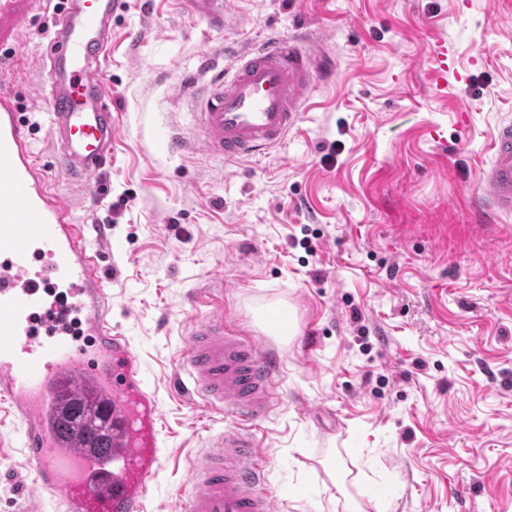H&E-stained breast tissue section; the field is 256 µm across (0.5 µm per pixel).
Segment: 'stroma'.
Here are the masks:
<instances>
[{
    "label": "stroma",
    "mask_w": 512,
    "mask_h": 512,
    "mask_svg": "<svg viewBox=\"0 0 512 512\" xmlns=\"http://www.w3.org/2000/svg\"><path fill=\"white\" fill-rule=\"evenodd\" d=\"M216 28L174 0H123L103 75L112 161L76 196L56 163L38 61L53 22L35 0L0 13V89L29 119L33 152L78 224H104L114 331L158 398L161 459L144 512H183L189 460L237 420L178 379L194 320L223 311L267 333L288 308L280 385L255 427L281 512H512V217L479 176L512 119V0H232ZM311 31L336 58L300 125L254 161L193 139L179 82L201 57ZM447 45V88L431 75ZM188 140L169 152L167 137ZM0 421V512L33 473Z\"/></svg>",
    "instance_id": "obj_1"
}]
</instances>
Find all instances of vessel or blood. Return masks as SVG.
Masks as SVG:
<instances>
[{
	"mask_svg": "<svg viewBox=\"0 0 512 512\" xmlns=\"http://www.w3.org/2000/svg\"><path fill=\"white\" fill-rule=\"evenodd\" d=\"M40 68L56 161L80 177L111 159L112 85L101 75L108 23L120 0H62ZM217 27L225 0H176ZM432 78L452 67L446 46L432 49ZM189 94L199 109L198 142L226 161L258 159L301 121L316 80L336 76V60L301 37H273L226 70L203 63ZM481 182L494 214L512 215V121H502ZM100 248L75 223L32 152L22 113L0 93V397L21 428L35 489L21 512H42L54 497L63 512H141L160 464L161 407L140 377L124 336L113 333ZM183 368L194 396L240 422L199 454L184 512H277L263 491L267 458L250 423L267 417L280 365L267 339L229 334L223 317L195 321Z\"/></svg>",
	"mask_w": 512,
	"mask_h": 512,
	"instance_id": "vessel-or-blood-1",
	"label": "vessel or blood"
}]
</instances>
